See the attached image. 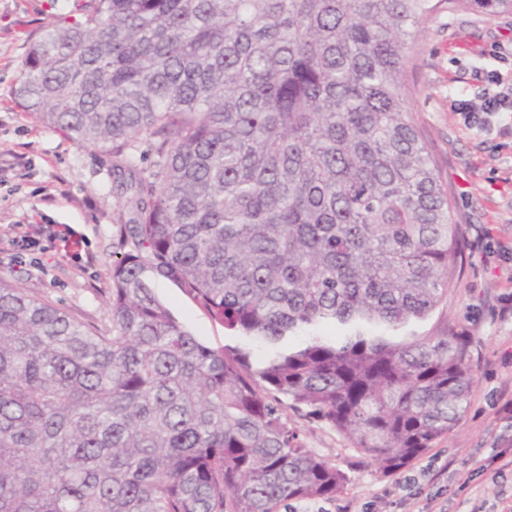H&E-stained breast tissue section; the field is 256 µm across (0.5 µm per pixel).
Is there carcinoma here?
<instances>
[{
    "label": "carcinoma",
    "mask_w": 512,
    "mask_h": 512,
    "mask_svg": "<svg viewBox=\"0 0 512 512\" xmlns=\"http://www.w3.org/2000/svg\"><path fill=\"white\" fill-rule=\"evenodd\" d=\"M461 9L512 0H76L31 39L16 103L112 154L131 248L105 329L0 278V512L333 499L348 477L285 400L384 474L454 429L466 345L413 327L463 240L407 50ZM157 277L244 344L192 336Z\"/></svg>",
    "instance_id": "cac0c4a2"
}]
</instances>
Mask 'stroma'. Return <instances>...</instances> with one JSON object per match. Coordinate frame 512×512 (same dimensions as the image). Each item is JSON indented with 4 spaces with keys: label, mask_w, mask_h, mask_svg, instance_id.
I'll use <instances>...</instances> for the list:
<instances>
[{
    "label": "stroma",
    "mask_w": 512,
    "mask_h": 512,
    "mask_svg": "<svg viewBox=\"0 0 512 512\" xmlns=\"http://www.w3.org/2000/svg\"><path fill=\"white\" fill-rule=\"evenodd\" d=\"M73 0H0V243L16 230L39 242L23 262L0 263V277L63 307L77 320L109 325L110 270L127 252L114 207L121 190L112 158L43 126L15 103L29 40ZM410 106L455 199L465 250L447 302L419 333L448 331L469 342L475 384L454 430L395 475L381 473L334 429L291 409L283 418L307 448L338 466L349 481L332 500H292L283 512H500L512 493V112L489 126L466 124L464 100L512 89V14L470 12L425 23L409 50ZM154 293L197 339L233 344L175 282L153 281Z\"/></svg>",
    "instance_id": "obj_1"
}]
</instances>
